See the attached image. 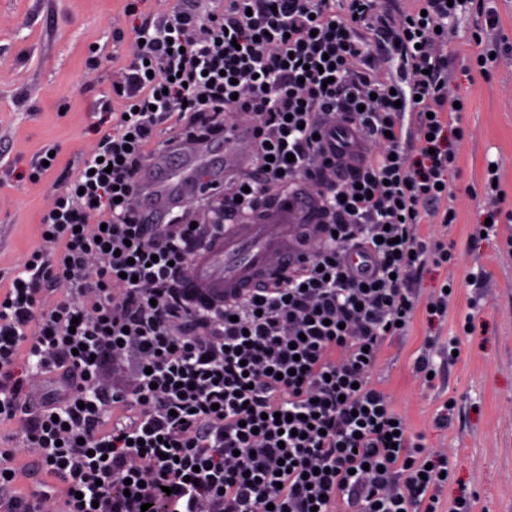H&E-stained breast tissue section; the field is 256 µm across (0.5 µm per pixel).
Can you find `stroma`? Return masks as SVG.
<instances>
[{
    "label": "stroma",
    "instance_id": "stroma-1",
    "mask_svg": "<svg viewBox=\"0 0 512 512\" xmlns=\"http://www.w3.org/2000/svg\"><path fill=\"white\" fill-rule=\"evenodd\" d=\"M127 0H0V294L41 246L40 217L59 177L95 140L102 106L137 50ZM467 99L463 138H450L459 201L449 231L423 224L422 236L446 235L456 265L427 267L423 287L451 283L445 318L417 315L405 335L385 347L373 376L405 416L408 430L448 451L445 498L471 496V512H512V221L482 237L488 162L499 164L501 209L512 212V51L490 76L460 73ZM56 154L53 169L30 178L36 160ZM481 265L485 277L467 274ZM470 330H463V320ZM436 377L413 373L427 335ZM447 411L448 424L434 419Z\"/></svg>",
    "mask_w": 512,
    "mask_h": 512
}]
</instances>
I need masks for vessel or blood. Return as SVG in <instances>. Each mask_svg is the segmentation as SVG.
<instances>
[{
  "instance_id": "vessel-or-blood-1",
  "label": "vessel or blood",
  "mask_w": 512,
  "mask_h": 512,
  "mask_svg": "<svg viewBox=\"0 0 512 512\" xmlns=\"http://www.w3.org/2000/svg\"><path fill=\"white\" fill-rule=\"evenodd\" d=\"M211 170L200 169L187 178L167 172L163 164L143 171L140 189L153 221H162L170 199L188 198L212 181ZM315 197L301 196L287 209L278 211L270 222L247 219L229 225L195 264L186 282L198 290L204 301L223 295L243 294L262 283L274 282L281 269L305 252V240L314 229Z\"/></svg>"
}]
</instances>
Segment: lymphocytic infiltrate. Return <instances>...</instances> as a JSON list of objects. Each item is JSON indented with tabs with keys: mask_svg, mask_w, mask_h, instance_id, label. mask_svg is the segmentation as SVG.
Returning <instances> with one entry per match:
<instances>
[{
	"mask_svg": "<svg viewBox=\"0 0 512 512\" xmlns=\"http://www.w3.org/2000/svg\"><path fill=\"white\" fill-rule=\"evenodd\" d=\"M467 18L478 43L498 27L485 0H180L139 20L119 113L0 295V421L47 476L17 495L1 450L0 512H469L373 378L417 313L448 312L421 278L456 256L418 227L456 219L448 45ZM168 130L250 137L206 202L225 221L314 184L308 263L199 305L184 282L218 225L179 199L153 224L138 202Z\"/></svg>",
	"mask_w": 512,
	"mask_h": 512,
	"instance_id": "1",
	"label": "lymphocytic infiltrate"
}]
</instances>
